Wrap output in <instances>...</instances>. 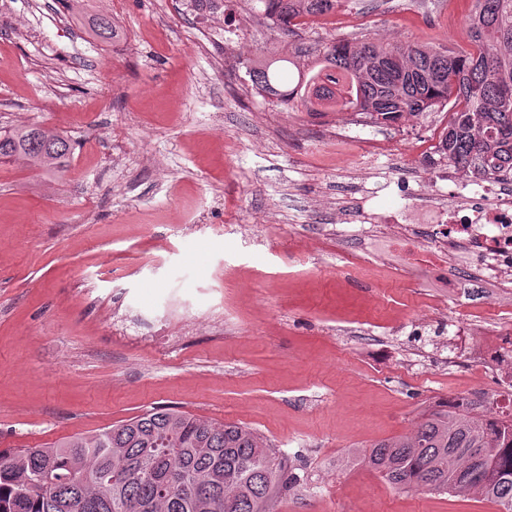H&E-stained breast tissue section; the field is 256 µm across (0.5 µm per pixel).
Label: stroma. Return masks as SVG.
Returning a JSON list of instances; mask_svg holds the SVG:
<instances>
[{"label": "stroma", "instance_id": "1", "mask_svg": "<svg viewBox=\"0 0 512 512\" xmlns=\"http://www.w3.org/2000/svg\"><path fill=\"white\" fill-rule=\"evenodd\" d=\"M472 8L341 0L340 22L287 36L245 0H226L229 35L179 0H0V128L75 144L57 176L0 163V449L171 407L292 461L304 483L270 512H501L398 489L357 459L429 404L496 391L481 365L448 363L457 304H483L467 255L432 270L424 225L408 242L388 221L447 200L427 173L448 163L426 156L447 108L376 126L281 104L247 73L334 39L464 55ZM96 16L117 38L90 32ZM355 249L368 269L345 272Z\"/></svg>", "mask_w": 512, "mask_h": 512}]
</instances>
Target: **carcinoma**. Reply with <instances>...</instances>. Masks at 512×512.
I'll return each mask as SVG.
<instances>
[{"mask_svg":"<svg viewBox=\"0 0 512 512\" xmlns=\"http://www.w3.org/2000/svg\"><path fill=\"white\" fill-rule=\"evenodd\" d=\"M291 35L297 20L340 0H246ZM93 33L112 40L104 17ZM474 51L452 56L417 45L389 48L330 41L311 62L260 57L247 73L268 97L298 91L308 112H353L386 126L454 100L437 151L463 174L512 179V0H474ZM72 146L37 126L0 130V162L23 160L48 175L64 170ZM361 462L399 489L467 493L512 512V418L489 420L455 400L425 408L410 437L383 440ZM300 476L256 431L217 426L155 408L93 436L42 448L0 449V512H267Z\"/></svg>","mask_w":512,"mask_h":512,"instance_id":"obj_1","label":"carcinoma"}]
</instances>
